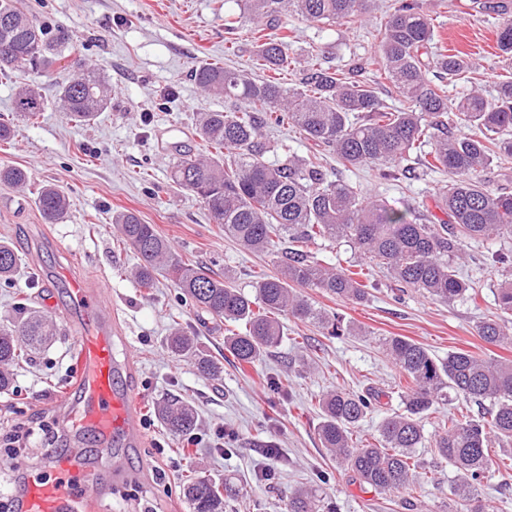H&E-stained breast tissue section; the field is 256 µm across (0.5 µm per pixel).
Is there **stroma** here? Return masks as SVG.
Wrapping results in <instances>:
<instances>
[{
  "label": "stroma",
  "instance_id": "1",
  "mask_svg": "<svg viewBox=\"0 0 512 512\" xmlns=\"http://www.w3.org/2000/svg\"><path fill=\"white\" fill-rule=\"evenodd\" d=\"M427 4L437 44L470 53L484 94L495 96L498 78L512 74V60L496 43L497 18L475 9L473 0ZM17 5L50 40H63L67 56L40 80L47 104L37 123L18 124L14 139L0 142V164L25 169L32 187L55 184L70 207L64 222L47 224L30 193L0 185V240L9 241L21 258L13 280L0 284V324L15 319V303L25 298L52 316L58 329L44 349L14 367L11 390L0 394V471L28 465L42 453L34 442L11 449L3 434L19 426L59 429L62 414L76 402V330L60 284L68 271L86 277L116 306L124 336L116 354L131 362L129 379L139 397L144 433L141 447L123 453L126 479L116 482L111 472H98L99 512H143L149 503L154 512H190L181 482L194 469L216 481L236 477L239 498L230 502V512H283L287 497L306 485L319 488L336 512H448L454 471L438 463L433 449L417 451L422 492L364 489L321 447L317 401L339 387L382 391L379 407L353 430V441L361 446L378 440L384 415L403 410L405 381L383 350L385 337H406L438 358L462 349L486 360H512V344H488L475 331L477 322L497 309L501 277L487 264L488 243L464 246L461 272L474 282V298L448 304L410 290L397 300L380 269L371 266L372 287L362 303L308 293L316 307L343 316L355 335L327 336L288 317L276 349L254 364L237 366L224 355L232 323L215 327L168 281L146 290L130 278L137 258L119 241L112 217L135 212L156 225L182 256L216 273L230 272L247 294L258 273L271 270L267 256L225 237L199 199L169 179L177 159L204 150L195 134L196 114L224 108L222 98L200 89L193 71L205 62L251 70V21L242 17L236 0H17ZM228 13L240 18L232 37L224 28ZM271 34L287 37L288 53L295 58L312 56L330 66L360 58L372 74L379 67L373 21L322 24L293 15ZM79 59L97 68L112 88L110 107L87 127L74 126L53 102L57 83L77 75ZM327 167L365 194L423 219L436 214L435 193L448 181L442 172L381 181L367 166L338 168L332 155ZM176 323L191 328L204 349L222 360L220 376L201 377L168 352L165 341ZM279 379L287 381L286 391L274 389ZM170 396L195 406L196 442L173 437L160 423L155 407ZM491 451L494 464L481 495L489 512H512V468L503 465L512 458V444L496 442Z\"/></svg>",
  "mask_w": 512,
  "mask_h": 512
}]
</instances>
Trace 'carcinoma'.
Instances as JSON below:
<instances>
[{
  "label": "carcinoma",
  "mask_w": 512,
  "mask_h": 512,
  "mask_svg": "<svg viewBox=\"0 0 512 512\" xmlns=\"http://www.w3.org/2000/svg\"><path fill=\"white\" fill-rule=\"evenodd\" d=\"M370 0H243V9L260 22L254 28L255 65L279 73L295 64L299 83L284 86L276 78L255 81L216 63H204L194 79L205 92L224 97L223 111L199 112L196 132L208 146L203 158L178 159L170 170L172 183L194 193L213 223L243 248L264 253L277 272L261 277L248 296L231 285L229 273L216 274L186 260L172 249L156 225L145 224L131 211L112 217L118 237L132 248L138 263L130 277L152 289L157 276L169 280L196 311L218 322H242L244 330L224 337V350L241 364H252L277 347L284 337L281 318L291 316L328 330L331 336L355 330L334 314L312 305L297 288H316L340 300L361 303L368 284L359 273L340 265H324L313 246L345 240L362 258L386 270L395 290L412 289L444 303L475 295L461 279L455 260L469 241L512 237V192L494 189L479 173L496 164H512V76L496 83L487 99L473 81L474 64L461 51L438 50L432 18L423 0H396L378 22V64L395 90V103L378 95L377 78L365 63L353 59L342 68L324 67L311 58L300 64L288 55L285 37L263 34L279 26L281 17L297 15L310 22H362ZM482 10L495 14L498 48L512 57V3L484 0ZM62 54L36 19L17 9L14 0H0V73L28 68L50 71ZM463 82L471 89L459 99L449 88ZM111 88L94 68L58 85L56 104L69 118L89 123L105 111ZM44 110L39 87H22L15 117L35 122ZM294 128L346 168L369 166L378 179L406 175L400 163L413 156L424 171L448 173L438 189L436 207L445 218L422 221L368 197L350 182L327 178L321 153L300 157L281 145L282 162L265 160L270 151L264 129ZM0 184L26 189L27 171L0 165ZM35 204L47 224L68 212L63 190L47 184L34 192ZM20 259L11 243L0 240V281H9ZM501 316L476 325L488 344L512 342V279L497 294ZM9 326L0 325V393L9 391V366L56 336L51 316L22 303ZM168 350L186 359L200 373L215 376L217 363L202 349L198 337L181 327L166 339ZM387 356L405 378L404 410L385 416L376 444L357 446L352 429L380 403L382 394L341 389L320 396L317 431L328 453L365 488L378 493L412 489L418 484L417 449L425 442L423 418L462 397L482 406L481 414L448 413L441 419L430 447L455 471L450 486L458 504L482 512L478 486L492 464V441L512 443V361H487L465 351L436 358L420 344L402 336L384 339ZM158 415L175 437L192 434L197 413L183 398H168ZM183 494L190 512H224L239 495L226 478L217 482L188 475ZM284 512H331L319 490L300 489L288 497Z\"/></svg>",
  "instance_id": "cac0c4a2"
}]
</instances>
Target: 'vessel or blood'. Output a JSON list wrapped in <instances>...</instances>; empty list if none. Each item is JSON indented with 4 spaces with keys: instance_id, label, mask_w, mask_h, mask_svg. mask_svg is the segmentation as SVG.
I'll list each match as a JSON object with an SVG mask.
<instances>
[{
    "instance_id": "1",
    "label": "vessel or blood",
    "mask_w": 512,
    "mask_h": 512,
    "mask_svg": "<svg viewBox=\"0 0 512 512\" xmlns=\"http://www.w3.org/2000/svg\"><path fill=\"white\" fill-rule=\"evenodd\" d=\"M63 280L77 328V408L64 420L80 435L92 436L101 446L134 448L141 430L139 400L126 374L127 363L117 359V331L112 307L87 281L71 273ZM21 512H97L98 495L92 474L79 454L61 457L52 476L30 484L20 501Z\"/></svg>"
}]
</instances>
